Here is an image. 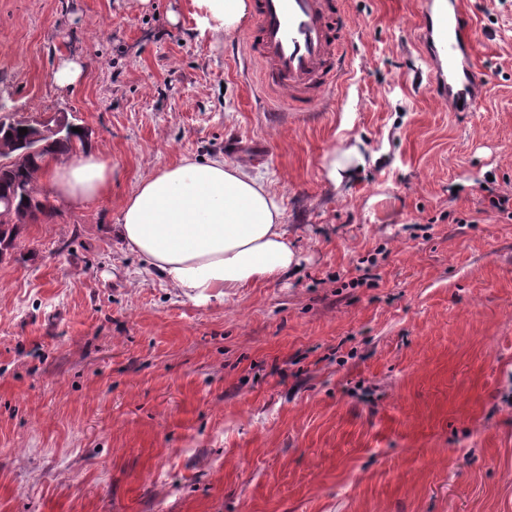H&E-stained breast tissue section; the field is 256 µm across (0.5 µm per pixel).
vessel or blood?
<instances>
[{"instance_id": "b4317fda", "label": "vessel or blood", "mask_w": 512, "mask_h": 512, "mask_svg": "<svg viewBox=\"0 0 512 512\" xmlns=\"http://www.w3.org/2000/svg\"><path fill=\"white\" fill-rule=\"evenodd\" d=\"M246 37L262 84L297 111L323 104L344 70L349 29L340 0H255ZM477 31L463 0H421L419 43L429 90L449 111H475L487 79L473 58Z\"/></svg>"}]
</instances>
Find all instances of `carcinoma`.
I'll use <instances>...</instances> for the list:
<instances>
[{"mask_svg":"<svg viewBox=\"0 0 512 512\" xmlns=\"http://www.w3.org/2000/svg\"><path fill=\"white\" fill-rule=\"evenodd\" d=\"M85 141L79 133L62 140H52L36 155L20 165L0 166V212L5 210L3 201L8 199L16 209H35L41 215L48 214V197L38 187V171L46 157L69 155L76 148L84 146Z\"/></svg>","mask_w":512,"mask_h":512,"instance_id":"1","label":"carcinoma"}]
</instances>
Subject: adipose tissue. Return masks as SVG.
Wrapping results in <instances>:
<instances>
[{"instance_id":"ef3b65f1","label":"adipose tissue","mask_w":512,"mask_h":512,"mask_svg":"<svg viewBox=\"0 0 512 512\" xmlns=\"http://www.w3.org/2000/svg\"><path fill=\"white\" fill-rule=\"evenodd\" d=\"M201 32L230 36L247 0H192ZM112 168L100 154L49 158L40 177L56 201L87 206L105 196ZM112 230L171 288L198 305L236 296L300 264L279 197L243 163L182 159L142 177Z\"/></svg>"}]
</instances>
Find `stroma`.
<instances>
[{
    "label": "stroma",
    "instance_id": "obj_1",
    "mask_svg": "<svg viewBox=\"0 0 512 512\" xmlns=\"http://www.w3.org/2000/svg\"><path fill=\"white\" fill-rule=\"evenodd\" d=\"M468 3L476 111L429 94L420 0H344L347 72L296 112L253 19L0 0V101L112 162L0 254V512H512V220L485 197L512 195V0ZM215 156L282 197L302 261L199 307L112 226L142 176Z\"/></svg>",
    "mask_w": 512,
    "mask_h": 512
}]
</instances>
